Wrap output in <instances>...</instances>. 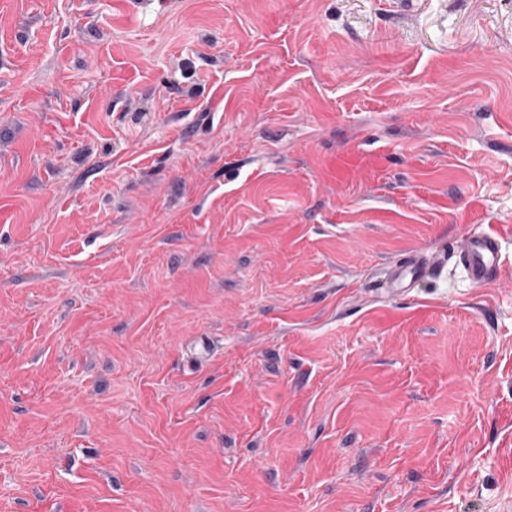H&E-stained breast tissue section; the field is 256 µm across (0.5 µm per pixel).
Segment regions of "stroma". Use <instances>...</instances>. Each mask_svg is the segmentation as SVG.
Instances as JSON below:
<instances>
[{
  "label": "stroma",
  "instance_id": "obj_1",
  "mask_svg": "<svg viewBox=\"0 0 512 512\" xmlns=\"http://www.w3.org/2000/svg\"><path fill=\"white\" fill-rule=\"evenodd\" d=\"M0 512H512V0H0ZM500 260V236L493 231H484L471 240L470 248L460 261L471 283L482 288L494 279ZM430 269L420 256L406 258L391 270L390 289L409 292L414 285L429 277Z\"/></svg>",
  "mask_w": 512,
  "mask_h": 512
}]
</instances>
